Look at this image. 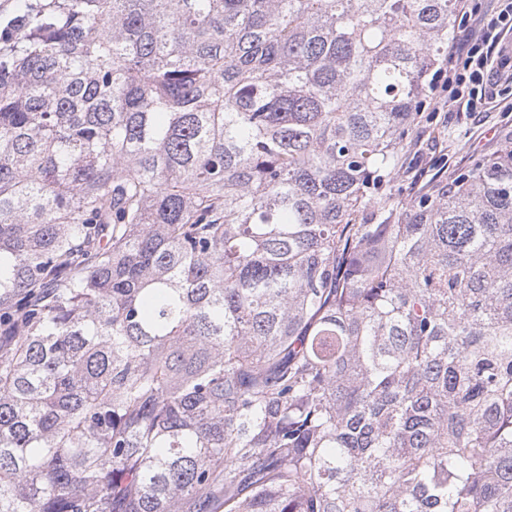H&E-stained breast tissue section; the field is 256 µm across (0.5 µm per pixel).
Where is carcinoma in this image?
Segmentation results:
<instances>
[{
    "mask_svg": "<svg viewBox=\"0 0 512 512\" xmlns=\"http://www.w3.org/2000/svg\"><path fill=\"white\" fill-rule=\"evenodd\" d=\"M0 512H512V133L393 188L459 0H19Z\"/></svg>",
    "mask_w": 512,
    "mask_h": 512,
    "instance_id": "cac0c4a2",
    "label": "carcinoma"
}]
</instances>
